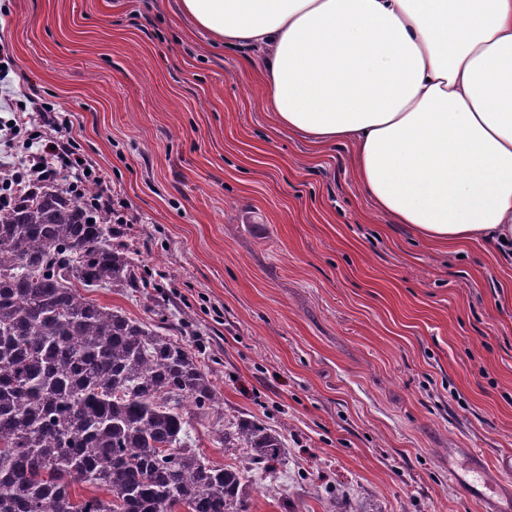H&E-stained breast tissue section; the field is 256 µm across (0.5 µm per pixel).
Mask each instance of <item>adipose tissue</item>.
Returning a JSON list of instances; mask_svg holds the SVG:
<instances>
[{
	"label": "adipose tissue",
	"mask_w": 512,
	"mask_h": 512,
	"mask_svg": "<svg viewBox=\"0 0 512 512\" xmlns=\"http://www.w3.org/2000/svg\"><path fill=\"white\" fill-rule=\"evenodd\" d=\"M263 52L277 125L349 143L356 182L420 237L512 245V0H180Z\"/></svg>",
	"instance_id": "1"
}]
</instances>
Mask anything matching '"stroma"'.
I'll return each mask as SVG.
<instances>
[{
	"label": "stroma",
	"mask_w": 512,
	"mask_h": 512,
	"mask_svg": "<svg viewBox=\"0 0 512 512\" xmlns=\"http://www.w3.org/2000/svg\"><path fill=\"white\" fill-rule=\"evenodd\" d=\"M261 58L178 0H0V190L25 160L5 129L20 103L70 113L138 219L112 241L151 283L90 298L164 308L225 412L284 432L249 512H512V481L482 501L448 471L512 455V260L379 213L350 146L265 110Z\"/></svg>",
	"instance_id": "stroma-1"
}]
</instances>
